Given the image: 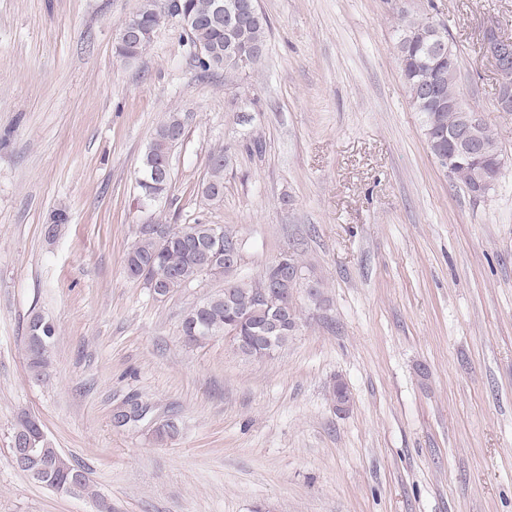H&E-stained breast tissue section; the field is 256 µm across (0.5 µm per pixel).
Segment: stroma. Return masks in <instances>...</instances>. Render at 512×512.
<instances>
[{
    "label": "stroma",
    "instance_id": "stroma-1",
    "mask_svg": "<svg viewBox=\"0 0 512 512\" xmlns=\"http://www.w3.org/2000/svg\"><path fill=\"white\" fill-rule=\"evenodd\" d=\"M444 22L464 103L509 162L476 197L431 155L397 63L400 6ZM265 59L201 77L178 16L116 54L142 0H0V512H512V112L484 28L512 0H259ZM185 118L168 192L137 181L165 113ZM224 151V192L198 193ZM68 221L48 234L55 210ZM228 225L238 275L298 254L321 295L273 357L187 343L202 276L129 278L139 224ZM57 327L43 379L34 314ZM347 383L339 414L329 389ZM89 480L60 494L11 461L15 424ZM178 433L158 440L165 420ZM170 180L159 177L158 179L153 178L149 182L140 181L139 186V205L141 208H148L154 201L161 198L167 192L170 186ZM39 316L35 315L29 323L26 343L28 367L37 378L41 377L51 364L52 347L57 334L55 323L47 318H45V327L43 329L39 327L37 324ZM48 321L51 323L48 324ZM38 336H45L44 343L39 342Z\"/></svg>",
    "mask_w": 512,
    "mask_h": 512
}]
</instances>
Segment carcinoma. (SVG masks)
I'll return each mask as SVG.
<instances>
[{
	"label": "carcinoma",
	"instance_id": "carcinoma-1",
	"mask_svg": "<svg viewBox=\"0 0 512 512\" xmlns=\"http://www.w3.org/2000/svg\"><path fill=\"white\" fill-rule=\"evenodd\" d=\"M234 2L247 5V10L226 14L223 21L211 23L209 19L215 0H169L167 4L154 0L153 8L140 15L141 39L120 42L118 53L127 59L140 56L162 20L170 14L182 12L203 21L196 32L187 33L189 41L193 44L204 41L214 51L212 55L196 57L199 69L204 73L219 70L226 75L241 73L257 65L264 57L270 22L260 9L258 0ZM439 31L448 32L447 25L431 18L413 16L406 9L401 10L397 61L411 106L423 118V134L433 154L438 148L448 150V135L462 133L463 114L469 110L457 89L456 47L447 35L444 43H438L436 34ZM450 57L453 58L451 66L448 65ZM184 129L180 113H167L155 129L143 166L156 168L170 163L171 151L181 141ZM472 140L501 151L497 133L486 124L473 130ZM225 166L224 152L210 154L208 176L199 186L205 200L216 201L221 197ZM443 169L468 192L476 191L472 156L466 155L450 167L443 166ZM138 186L139 205L148 208L165 195L170 180L161 176L148 182L140 181ZM163 229L167 234L165 239L142 229L137 231V238L124 260L129 277L143 281L156 295L165 297L203 275V257L208 254L220 262L211 276L224 278V290L209 296L186 313L182 320V335L222 336L224 329L234 324L245 339V343L235 346V351L243 358L251 359L256 357L253 348L266 335L267 327L274 319L277 322L275 348L288 344L300 321L298 303L286 306L274 317L265 309L260 295L263 290L280 284L288 270H302L296 255L281 254L283 261L272 262L256 280H238L234 278L233 271L221 264L225 248L240 249L239 239L231 227L217 226L219 237L215 240L209 239V224H165ZM56 334L55 323H47L41 328L37 318L31 319L26 343L28 367L38 378L51 364ZM15 436L30 439L50 461L51 474L42 484L63 494L88 489L85 481L71 488V481L79 469L59 449L44 442L41 425L36 421L24 420L22 429Z\"/></svg>",
	"mask_w": 512,
	"mask_h": 512
}]
</instances>
